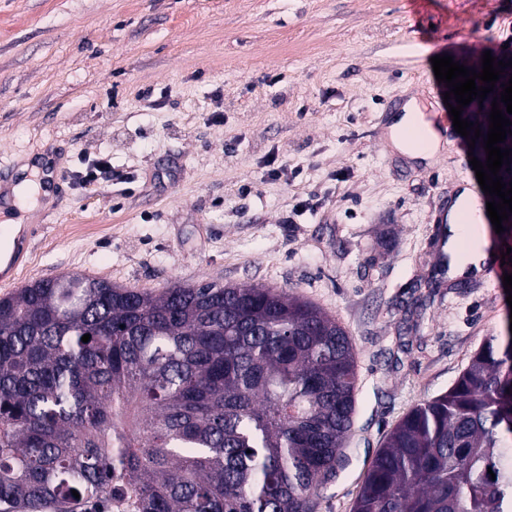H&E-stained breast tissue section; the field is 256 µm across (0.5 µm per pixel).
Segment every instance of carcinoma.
Masks as SVG:
<instances>
[{"label": "carcinoma", "instance_id": "carcinoma-1", "mask_svg": "<svg viewBox=\"0 0 512 512\" xmlns=\"http://www.w3.org/2000/svg\"><path fill=\"white\" fill-rule=\"evenodd\" d=\"M356 385L341 324L282 289L32 282L0 298V512H315ZM353 512H512V336L389 432Z\"/></svg>", "mask_w": 512, "mask_h": 512}]
</instances>
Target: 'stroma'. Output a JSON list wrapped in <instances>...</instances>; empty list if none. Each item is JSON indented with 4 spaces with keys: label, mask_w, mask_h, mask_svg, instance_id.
<instances>
[{
    "label": "stroma",
    "mask_w": 512,
    "mask_h": 512,
    "mask_svg": "<svg viewBox=\"0 0 512 512\" xmlns=\"http://www.w3.org/2000/svg\"><path fill=\"white\" fill-rule=\"evenodd\" d=\"M512 56V0H0V165L60 180L0 297L78 274L293 290L357 350L348 466L317 512H352L386 435L503 335L512 306L448 275V189L475 181L431 59ZM441 137L395 149L393 101ZM104 157L113 179L76 174Z\"/></svg>",
    "instance_id": "obj_1"
}]
</instances>
